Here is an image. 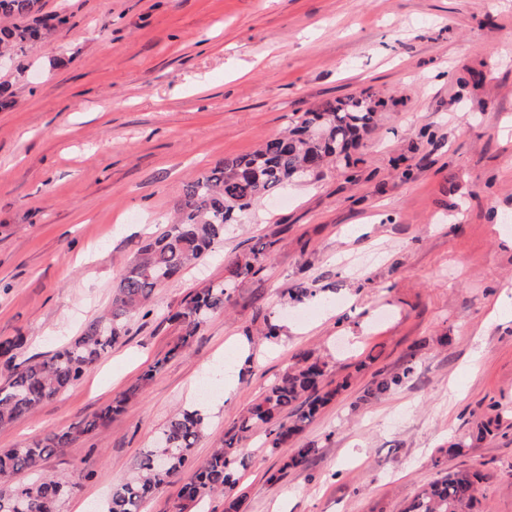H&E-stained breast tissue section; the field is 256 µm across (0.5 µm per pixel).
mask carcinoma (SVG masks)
<instances>
[{"label": "carcinoma", "instance_id": "cac0c4a2", "mask_svg": "<svg viewBox=\"0 0 512 512\" xmlns=\"http://www.w3.org/2000/svg\"><path fill=\"white\" fill-rule=\"evenodd\" d=\"M57 22L63 19L44 13L41 0H0V53H27ZM380 106L370 95L326 101L292 119L287 132L187 182L177 205V218L162 233L143 242L126 264L114 286L109 309L45 358L16 363L15 352L24 345L25 337L0 340V358L11 367L0 386V428L33 413L79 382L126 336L131 317L150 312L155 289L210 251L224 237L226 226L237 223L254 204L331 162L357 164L359 159L352 158V150L376 127ZM273 246L274 242L267 241L252 249L249 256L234 262L224 282L190 295L170 315L180 335L143 379L153 378L168 359L188 351L206 319L226 309L234 284L257 274ZM414 357L415 352H410L398 373L377 371L374 388L367 394L383 395L412 377ZM326 375L327 363L321 358L310 352L297 355L294 365L224 433V443L194 468L192 450L204 433V418L196 410L180 412L163 428L157 445L142 453L133 473L113 486L106 512H143L146 500L174 483L180 488L173 512H186L189 506L213 495L224 496V512H238L240 498L235 490L244 467L239 444L261 430L266 448L285 453L281 470L307 463L316 449L294 448L292 440L336 391L346 386L343 382L332 391H323ZM136 392L137 388H130L65 432H50L26 447L0 451V512H58L60 503L80 486L83 476L43 477V463L77 437L106 425ZM20 475L30 479L11 485L10 481ZM484 479L479 470L447 472L422 487L404 512H474L478 487Z\"/></svg>", "mask_w": 512, "mask_h": 512}]
</instances>
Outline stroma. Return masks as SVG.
I'll list each match as a JSON object with an SVG mask.
<instances>
[{
  "label": "stroma",
  "instance_id": "1",
  "mask_svg": "<svg viewBox=\"0 0 512 512\" xmlns=\"http://www.w3.org/2000/svg\"><path fill=\"white\" fill-rule=\"evenodd\" d=\"M42 4L65 24L0 68L13 93L0 109V338L26 336L20 362L108 308L186 181L324 101L367 92L384 105L357 166L325 167L255 205L156 289L152 314L133 316L80 383L0 429V450L137 388L107 426L44 463L58 478L87 475L59 512H104L175 414L204 416L193 450L203 461L309 351L337 391L293 442L317 452L284 474L252 433L240 448L241 512H403L443 467L482 471L476 512H512V318L492 315L512 300V0ZM270 239L264 269L237 282L189 355L165 359L177 336L167 313ZM301 281L332 304L283 302ZM269 322L272 341L261 337ZM415 344L413 377L367 396L375 372H398ZM210 378L214 394L200 397ZM497 408L498 434L474 442Z\"/></svg>",
  "mask_w": 512,
  "mask_h": 512
}]
</instances>
